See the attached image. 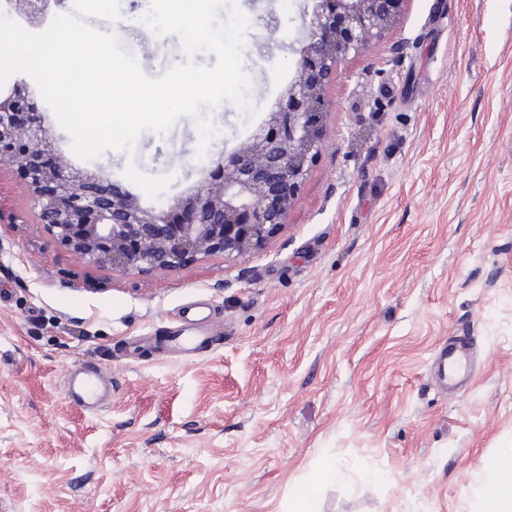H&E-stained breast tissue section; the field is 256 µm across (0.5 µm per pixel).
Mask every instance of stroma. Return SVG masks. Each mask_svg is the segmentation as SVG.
Segmentation results:
<instances>
[{
    "instance_id": "stroma-1",
    "label": "stroma",
    "mask_w": 512,
    "mask_h": 512,
    "mask_svg": "<svg viewBox=\"0 0 512 512\" xmlns=\"http://www.w3.org/2000/svg\"><path fill=\"white\" fill-rule=\"evenodd\" d=\"M312 0H237L248 108L142 132L133 153L79 158L45 102L55 158L157 208L263 119L296 75ZM112 24L150 77L183 62L149 0ZM323 147L286 225L239 257L173 271L89 266L40 223L0 165V512H476L512 448V0H405L327 85ZM204 306L192 357L158 340ZM469 336L463 389L437 354ZM112 380L99 409L66 380ZM342 471L322 476L323 458Z\"/></svg>"
}]
</instances>
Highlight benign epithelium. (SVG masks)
I'll return each mask as SVG.
<instances>
[{"label":"benign epithelium","instance_id":"obj_1","mask_svg":"<svg viewBox=\"0 0 512 512\" xmlns=\"http://www.w3.org/2000/svg\"><path fill=\"white\" fill-rule=\"evenodd\" d=\"M32 24L59 0H4ZM403 0H316L304 8L296 77L266 118L201 184L165 210L88 170H66L46 141L45 117L16 84L0 95V164L17 166L39 219L53 237L93 266L128 273L175 270L197 256H241L286 223L323 135L324 88L339 62L382 35Z\"/></svg>","mask_w":512,"mask_h":512}]
</instances>
